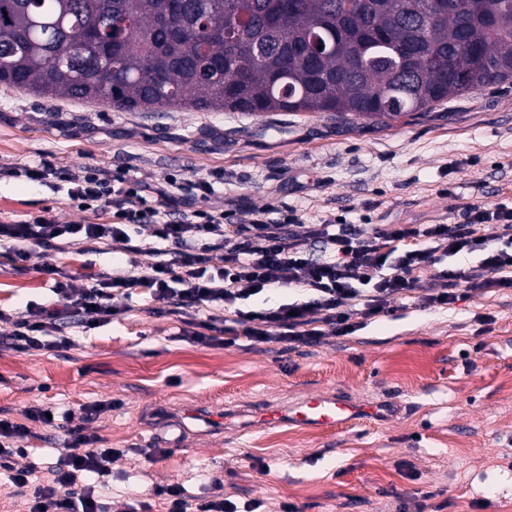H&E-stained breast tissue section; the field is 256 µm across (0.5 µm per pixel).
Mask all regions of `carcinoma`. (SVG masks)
I'll return each instance as SVG.
<instances>
[{
	"instance_id": "obj_1",
	"label": "carcinoma",
	"mask_w": 512,
	"mask_h": 512,
	"mask_svg": "<svg viewBox=\"0 0 512 512\" xmlns=\"http://www.w3.org/2000/svg\"><path fill=\"white\" fill-rule=\"evenodd\" d=\"M282 2L0 0V82L130 111L384 122L512 81V0H293L280 22Z\"/></svg>"
}]
</instances>
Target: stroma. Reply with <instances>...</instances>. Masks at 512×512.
<instances>
[{
  "label": "stroma",
  "instance_id": "1",
  "mask_svg": "<svg viewBox=\"0 0 512 512\" xmlns=\"http://www.w3.org/2000/svg\"><path fill=\"white\" fill-rule=\"evenodd\" d=\"M79 174L130 169L183 188L212 179V210L296 211L315 224H459L470 206L512 202V81L451 98L382 125L331 112H124L0 84V223L43 214L60 224H106L112 207L80 210L68 183L32 182L27 166ZM122 243H79L35 256L77 276L108 272ZM54 299L48 275L22 270L0 243V308ZM346 337L295 350L275 342L203 349L173 340L174 320L138 299L122 319L69 329L67 348L6 345L0 321V416L34 405L112 400L88 423L112 463L111 512L132 493L179 483L207 494L211 480L268 512H512V289L467 292L448 309L405 298ZM491 324H484V317ZM335 392L360 403L386 398L402 411L378 425L326 434L287 427L213 428L205 412L248 413ZM183 419L185 433L173 428ZM167 444V455L145 449ZM26 462L65 454L63 431L35 425L20 439Z\"/></svg>",
  "mask_w": 512,
  "mask_h": 512
}]
</instances>
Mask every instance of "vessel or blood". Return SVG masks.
Returning a JSON list of instances; mask_svg holds the SVG:
<instances>
[{
	"label": "vessel or blood",
	"instance_id": "b4317fda",
	"mask_svg": "<svg viewBox=\"0 0 512 512\" xmlns=\"http://www.w3.org/2000/svg\"><path fill=\"white\" fill-rule=\"evenodd\" d=\"M400 411V405L390 401L362 406L338 394H317L287 407L261 403L252 407L251 414L256 427L288 426L335 433L360 422L389 420Z\"/></svg>",
	"mask_w": 512,
	"mask_h": 512
}]
</instances>
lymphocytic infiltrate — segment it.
Segmentation results:
<instances>
[{
  "label": "lymphocytic infiltrate",
  "instance_id": "lymphocytic-infiltrate-1",
  "mask_svg": "<svg viewBox=\"0 0 512 512\" xmlns=\"http://www.w3.org/2000/svg\"><path fill=\"white\" fill-rule=\"evenodd\" d=\"M33 181L57 177L70 182L69 196L84 210L111 203L110 224H60L38 216L18 224H0V240H8L19 267L35 255L62 251L78 242L121 241L126 260L113 263L111 273L85 281L62 269L38 265L50 275L56 299L30 304L16 316L0 309V321L12 320L13 348L52 352L68 347L69 324L85 328L108 323L131 310L130 299L148 296L151 314L175 319L178 340L202 348L235 344L239 338L276 342L296 349L320 344L325 334L346 336L360 321L395 312L399 295L420 291L426 308H445L459 290L512 288V205H474L460 224H334L322 221L295 232L290 220L270 210L253 218L226 221L224 213L185 210L168 186H150L124 175L107 177L98 169L84 175L43 163L25 167ZM155 194L157 206L147 204ZM498 228L497 246L483 233ZM149 231L155 240L151 263L140 260L136 236ZM457 265H447L451 256ZM432 269L436 287L421 288L420 275ZM272 289L298 290L303 302L254 310L246 305L253 294ZM123 303H115V296ZM110 401L79 409L27 408L22 420L0 417V474L17 494L26 496L28 512H109L99 489L109 483L112 462L121 457L101 438L87 432V422L110 412ZM81 425H73V418ZM62 428L68 451L47 467V479L33 480V467L18 466L25 449L16 445L31 424ZM164 501L166 512H259V502L237 504L222 485L208 496L188 494L178 484L153 485L147 498L134 499L127 512H150L152 500Z\"/></svg>",
  "mask_w": 512,
  "mask_h": 512
}]
</instances>
